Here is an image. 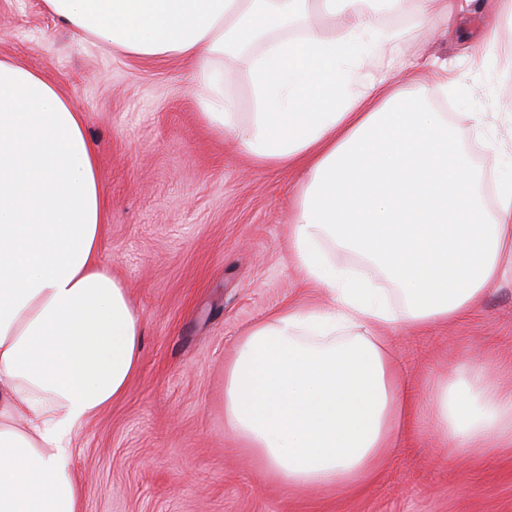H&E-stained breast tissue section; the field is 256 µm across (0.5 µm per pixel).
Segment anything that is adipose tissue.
<instances>
[{
  "mask_svg": "<svg viewBox=\"0 0 512 512\" xmlns=\"http://www.w3.org/2000/svg\"><path fill=\"white\" fill-rule=\"evenodd\" d=\"M368 0H45L71 30L143 59L187 58L201 114L260 166L299 168L290 226L324 305H290L224 366V422L289 489L346 492L377 472L418 407L468 455L512 450V378L460 363L403 391L377 324L466 316L512 275V180L486 201L450 113L367 69L399 38ZM453 35L471 0H383ZM323 26L289 38L292 20ZM244 62L255 110L224 84ZM110 221L82 113L39 72L0 58V512H81V430L140 368L142 324L100 261ZM376 265L396 302L328 259Z\"/></svg>",
  "mask_w": 512,
  "mask_h": 512,
  "instance_id": "obj_1",
  "label": "adipose tissue"
}]
</instances>
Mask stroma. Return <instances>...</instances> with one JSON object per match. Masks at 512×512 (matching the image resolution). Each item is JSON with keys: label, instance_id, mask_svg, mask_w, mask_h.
Instances as JSON below:
<instances>
[{"label": "stroma", "instance_id": "stroma-1", "mask_svg": "<svg viewBox=\"0 0 512 512\" xmlns=\"http://www.w3.org/2000/svg\"><path fill=\"white\" fill-rule=\"evenodd\" d=\"M397 58L455 67L448 90L458 134L490 113L489 138L512 81L467 57L444 23L397 20ZM0 56L40 71L86 117L111 213L101 259L142 322L138 374L76 441L82 512H512V455L459 459L418 412L379 474L355 491L298 493L268 479L224 423V364L255 324L289 304L322 303L295 261L288 226L302 175L253 165L203 119L181 59L141 60L74 33L43 0H0ZM408 390L459 360L512 364V281L466 317L409 331L378 325Z\"/></svg>", "mask_w": 512, "mask_h": 512}]
</instances>
